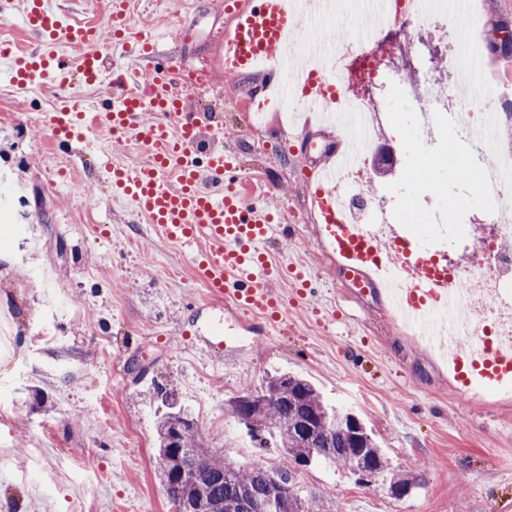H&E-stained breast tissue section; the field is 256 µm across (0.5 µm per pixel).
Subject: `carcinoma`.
<instances>
[{
	"instance_id": "obj_1",
	"label": "carcinoma",
	"mask_w": 512,
	"mask_h": 512,
	"mask_svg": "<svg viewBox=\"0 0 512 512\" xmlns=\"http://www.w3.org/2000/svg\"><path fill=\"white\" fill-rule=\"evenodd\" d=\"M242 396L251 398V411L266 426L264 438L251 441L257 448L281 449L283 465L274 470L241 466L230 477L226 469L232 464L224 453L199 443L192 414L163 396L160 386L149 395L151 401H161L155 469L176 512H283L287 498L297 504L296 512H314L315 505L302 502L294 492L292 469L303 461L342 467L352 474L358 457L373 470L370 480L397 499L419 486L416 475L392 468L365 425H360L358 437L342 429L340 423L350 412L328 404L309 380L278 373ZM175 422L186 429L178 448L170 445Z\"/></svg>"
}]
</instances>
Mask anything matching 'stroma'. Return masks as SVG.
<instances>
[{"instance_id":"obj_1","label":"stroma","mask_w":512,"mask_h":512,"mask_svg":"<svg viewBox=\"0 0 512 512\" xmlns=\"http://www.w3.org/2000/svg\"><path fill=\"white\" fill-rule=\"evenodd\" d=\"M215 8L216 0H132L129 24L158 37L180 73L204 78L196 104L238 156L241 190L295 226L291 239L272 230L270 260L305 268L315 292L283 323L248 317L227 330L224 351H210L204 338L224 313L212 308L189 248L109 200L106 164L137 166L146 146L100 126L79 150L47 135L62 99L98 112L109 85L77 77L47 93L0 78V220L11 228L0 239V512H175L155 473L157 406L148 398L166 378L205 446L244 466L277 467L278 450L255 448L224 409L277 371L307 378L328 402L360 416L390 463L421 480L396 499L313 464L294 471L302 501H319L325 512H512V389L463 387L447 363L406 336L385 295L358 287L309 206L310 174L327 165L335 127L291 128L276 112L251 124L237 101L264 78L226 76L219 58L233 20ZM195 15L197 33L179 40L176 18ZM356 15V0H337L326 26L308 13L302 23L313 38L346 42ZM467 26L463 14L444 26L422 16L375 46L388 76L370 95L394 123L384 142L398 163L387 177L368 167L359 174L391 218L455 212V224L398 231L422 237L464 277L488 263L480 241L496 202L480 182L498 150L512 151V102L501 112L498 149L480 166L447 120L427 127L419 118L435 92L455 95L460 78L448 60L457 45L448 32ZM412 70L426 75L417 98L403 86ZM78 182L88 201L73 197Z\"/></svg>"}]
</instances>
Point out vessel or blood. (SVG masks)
<instances>
[{"label": "vessel or blood", "mask_w": 512, "mask_h": 512, "mask_svg": "<svg viewBox=\"0 0 512 512\" xmlns=\"http://www.w3.org/2000/svg\"><path fill=\"white\" fill-rule=\"evenodd\" d=\"M224 9L236 20L224 42L229 74L275 57L287 35L299 32L292 0H226ZM109 11L110 24L103 28L90 19L63 22L48 0H25L22 25L42 37V47L30 53L18 43H1L0 64L21 87L39 81L47 89L63 88L77 73L99 84L107 76L104 61L112 54V36L123 34L128 53L150 59L152 66L144 83L133 70L111 75L112 103L100 119L112 129L134 132L152 157L132 170L120 164L110 168L113 201L130 205L174 243L190 246L206 237L209 248L195 253L193 262L212 297L235 314L281 319L285 307L273 285L283 269L262 249L272 229V210L225 182V175L237 170L233 154L219 144L202 113L186 106L199 86L182 84L174 59L129 27L130 0H110ZM148 108L158 119L147 124L142 114ZM89 129L88 113L66 107L51 115L48 126L52 140L74 144L85 143ZM325 231L332 247L354 240L380 256L399 258L411 270L416 292L447 295V261L408 249L399 233L386 241L368 234L355 237L347 225L332 221Z\"/></svg>", "instance_id": "obj_1"}]
</instances>
